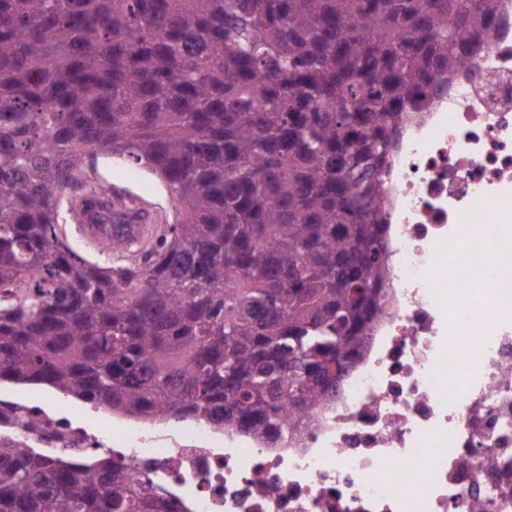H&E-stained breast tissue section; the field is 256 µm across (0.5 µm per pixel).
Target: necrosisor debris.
Here are the masks:
<instances>
[{"instance_id":"1","label":"necrosis or debris","mask_w":512,"mask_h":512,"mask_svg":"<svg viewBox=\"0 0 512 512\" xmlns=\"http://www.w3.org/2000/svg\"><path fill=\"white\" fill-rule=\"evenodd\" d=\"M401 128L388 304L330 406L278 447L186 420L97 430L0 400V433L106 455L180 512H512V0Z\"/></svg>"}]
</instances>
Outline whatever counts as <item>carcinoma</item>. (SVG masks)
Returning a JSON list of instances; mask_svg holds the SVG:
<instances>
[{"label":"carcinoma","mask_w":512,"mask_h":512,"mask_svg":"<svg viewBox=\"0 0 512 512\" xmlns=\"http://www.w3.org/2000/svg\"><path fill=\"white\" fill-rule=\"evenodd\" d=\"M499 0H0V378L276 441L383 313L394 139L491 42ZM108 102L111 111H101ZM128 158L178 202L152 237L93 182ZM112 458L0 438V512H166Z\"/></svg>","instance_id":"obj_1"}]
</instances>
